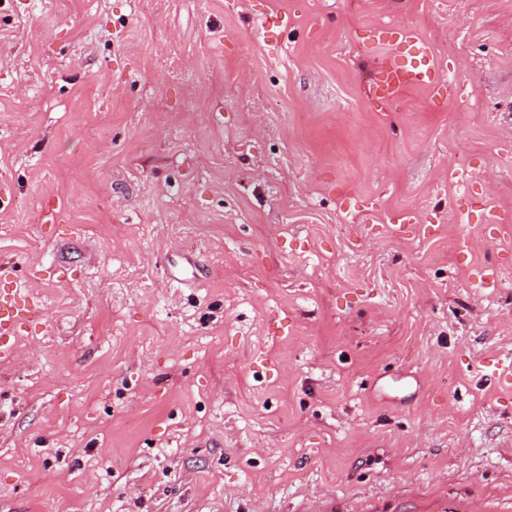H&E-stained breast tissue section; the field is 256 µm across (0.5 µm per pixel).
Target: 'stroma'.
Wrapping results in <instances>:
<instances>
[{"instance_id": "1", "label": "stroma", "mask_w": 512, "mask_h": 512, "mask_svg": "<svg viewBox=\"0 0 512 512\" xmlns=\"http://www.w3.org/2000/svg\"><path fill=\"white\" fill-rule=\"evenodd\" d=\"M0 185V512H512V0H0ZM445 82V71L435 64L428 63L420 67L397 59L377 70L372 85L376 94L389 98L407 84H419L439 90Z\"/></svg>"}]
</instances>
